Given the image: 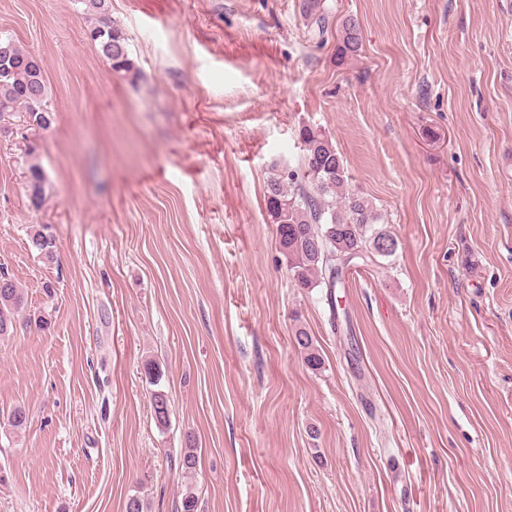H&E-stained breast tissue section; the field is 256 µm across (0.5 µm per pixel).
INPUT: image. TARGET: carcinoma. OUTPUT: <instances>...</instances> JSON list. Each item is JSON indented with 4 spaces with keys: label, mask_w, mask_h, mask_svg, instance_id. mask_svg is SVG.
I'll return each instance as SVG.
<instances>
[{
    "label": "carcinoma",
    "mask_w": 512,
    "mask_h": 512,
    "mask_svg": "<svg viewBox=\"0 0 512 512\" xmlns=\"http://www.w3.org/2000/svg\"><path fill=\"white\" fill-rule=\"evenodd\" d=\"M300 11L310 30L320 35L327 30L331 8L326 0H301ZM87 38L98 45L113 71L139 78L127 39L120 28L112 25L111 19H100L98 25L89 29ZM0 44L9 47L8 53L0 54V122L23 113L27 123L48 127L50 111L41 60L10 36H1ZM361 48L358 20L345 19L338 38V60L359 55ZM299 140L303 146L300 160L294 166L272 168L266 182L265 201L273 223L277 224L279 249L293 280L303 288L332 291L341 283L343 269L333 261L324 264L316 258L313 236H318L328 254H342L350 262L357 258L367 261L370 246L376 248V255L390 257L396 253L398 241L390 232L373 228L380 217L369 199L351 189L344 159L331 140L308 125L299 128ZM26 167L29 199L37 207L42 202L46 174L31 152ZM29 242L40 255L53 257L55 242L43 230L34 231ZM23 306L19 288L8 274L0 272V336L14 329ZM293 341L310 370L323 368V357L306 329L297 328ZM153 385L157 389L152 393L151 408L156 424L165 427L169 423L168 397L158 388L157 374L153 375ZM199 510L198 497L192 488H186L176 512Z\"/></svg>",
    "instance_id": "carcinoma-1"
}]
</instances>
